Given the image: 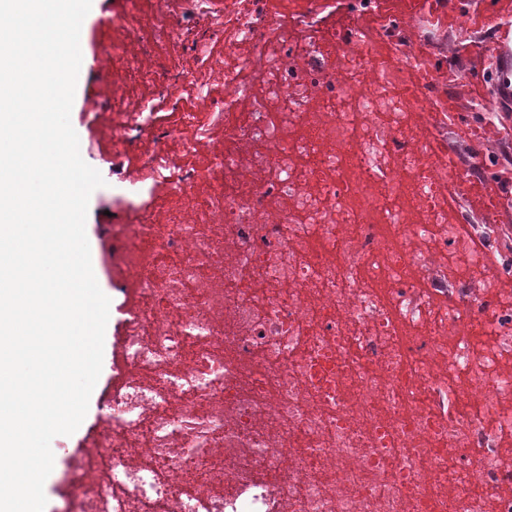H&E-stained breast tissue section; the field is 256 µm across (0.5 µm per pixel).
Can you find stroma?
Returning a JSON list of instances; mask_svg holds the SVG:
<instances>
[{
    "instance_id": "35a3bbf8",
    "label": "stroma",
    "mask_w": 512,
    "mask_h": 512,
    "mask_svg": "<svg viewBox=\"0 0 512 512\" xmlns=\"http://www.w3.org/2000/svg\"><path fill=\"white\" fill-rule=\"evenodd\" d=\"M122 7L123 0H98L97 11L86 20L81 36L82 64L78 89L71 110V124L79 137L80 154L87 164L101 173L105 181L104 186L95 189L91 194L86 219L87 238L96 261L100 264L105 261L110 225L121 223L123 220L121 210L113 204V190L117 182L127 180L131 175L126 162L102 161L104 147L98 129L92 121L93 113L101 111L110 92L122 84L120 73H108L100 50L101 42L121 37V30L112 26L110 20ZM510 66L512 67V26L500 30L497 43L491 50L474 40L469 32H458L452 69L461 76L462 81L449 86L448 92L456 98V110L463 114L464 121L460 124L449 123L450 148H459L462 124L473 125L477 122L478 109L467 93V83L493 82L497 68ZM109 377V369H102L92 392L87 414L79 428L72 435L56 436L51 443L54 466L44 486L48 504H55L64 466L73 450L81 447L95 421Z\"/></svg>"
}]
</instances>
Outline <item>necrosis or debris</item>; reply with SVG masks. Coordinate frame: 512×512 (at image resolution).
<instances>
[{
    "label": "necrosis or debris",
    "instance_id": "obj_1",
    "mask_svg": "<svg viewBox=\"0 0 512 512\" xmlns=\"http://www.w3.org/2000/svg\"><path fill=\"white\" fill-rule=\"evenodd\" d=\"M444 0H124L105 411L54 512H512V198L459 218Z\"/></svg>",
    "mask_w": 512,
    "mask_h": 512
}]
</instances>
